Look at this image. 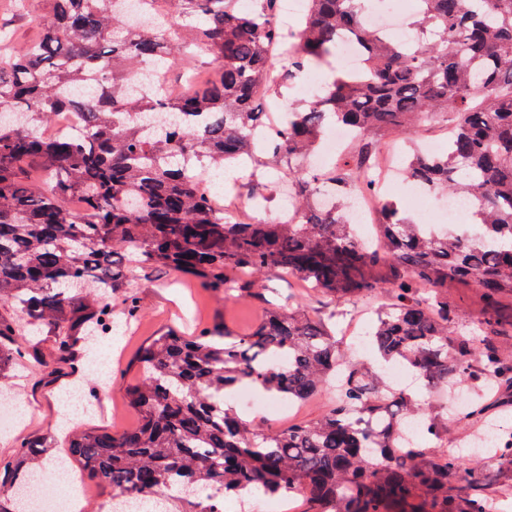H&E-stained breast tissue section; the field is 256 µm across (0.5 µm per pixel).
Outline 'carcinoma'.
Listing matches in <instances>:
<instances>
[{
  "instance_id": "1",
  "label": "carcinoma",
  "mask_w": 512,
  "mask_h": 512,
  "mask_svg": "<svg viewBox=\"0 0 512 512\" xmlns=\"http://www.w3.org/2000/svg\"><path fill=\"white\" fill-rule=\"evenodd\" d=\"M49 18L23 49L0 53V395L18 368L75 370L101 328H112V294L126 315L142 308L125 287L144 265L186 274L214 296L257 295L268 271L343 304L382 290L368 340L386 366L400 365L448 391L476 398L462 419L485 414L477 394L512 388V0H419L409 49L362 26L370 0H310L297 26L279 23V0H150L172 25L132 18L138 0H43ZM352 36L361 65L291 108L281 136L254 146L249 131L276 91L336 53ZM281 40L295 59L275 61ZM201 80L186 87L168 73ZM157 73L148 92L126 85ZM80 109L76 136L42 128ZM455 116L447 150L409 159L407 176L433 192L473 200L472 226L437 231L396 202L381 212L374 250L345 222L344 204L324 195L371 188L370 168L385 137L406 138L426 122ZM363 133L326 170L304 166L328 120ZM268 155L288 171L296 219L234 221L197 179L242 155ZM78 198L82 211L68 207ZM479 288L477 336L448 285ZM126 387L138 424L106 432L74 427L64 452L57 436L18 437L0 456V512H20L16 491L47 461L112 496L146 493L171 512L170 493L216 512V497L288 495L306 512H486L482 468L448 449L437 415L375 370L350 361L327 324L297 305L267 302L251 331L196 336L163 330L138 356ZM327 385L336 393L320 418L275 429L224 409L247 386L304 403ZM421 420L432 445L405 435ZM492 458L512 470V430L502 427Z\"/></svg>"
}]
</instances>
